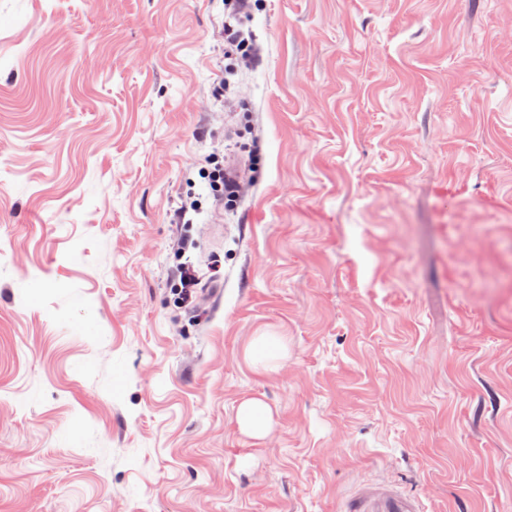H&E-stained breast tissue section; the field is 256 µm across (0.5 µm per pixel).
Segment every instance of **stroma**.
<instances>
[{
    "label": "stroma",
    "mask_w": 512,
    "mask_h": 512,
    "mask_svg": "<svg viewBox=\"0 0 512 512\" xmlns=\"http://www.w3.org/2000/svg\"><path fill=\"white\" fill-rule=\"evenodd\" d=\"M225 2L0 0V512H512V0ZM268 410L266 405L257 399L244 401L239 408L238 423L246 433L261 437L267 429ZM419 502L399 488L388 485L361 487L346 500L343 512H420Z\"/></svg>",
    "instance_id": "35a3bbf8"
}]
</instances>
